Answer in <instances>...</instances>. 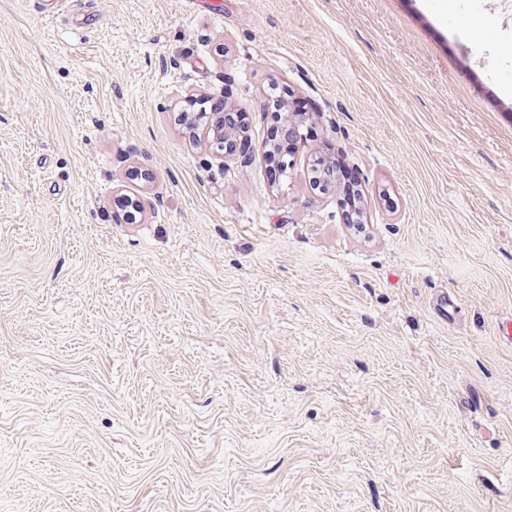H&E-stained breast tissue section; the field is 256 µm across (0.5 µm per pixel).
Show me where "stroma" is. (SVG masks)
I'll return each mask as SVG.
<instances>
[{"label": "stroma", "instance_id": "35a3bbf8", "mask_svg": "<svg viewBox=\"0 0 512 512\" xmlns=\"http://www.w3.org/2000/svg\"><path fill=\"white\" fill-rule=\"evenodd\" d=\"M42 4L0 0V512H512V14ZM275 84L317 135L272 181ZM187 120L189 121V126L192 129L197 130L198 132L201 129V132L198 133L200 141L202 140L208 144H212V142L217 140L225 141L226 138H236V141H239L238 150L240 152H246L250 149L249 141L244 135L245 131L243 130L242 121L233 127L227 124L226 121L224 128L221 129V126L211 124L206 120L205 122L198 120V115L187 117ZM332 167L336 171L335 176L332 177L329 175L327 163H323L324 170V182L329 186H336L341 188L343 193V200L345 201L346 206L351 209H357V205L360 202L359 200V190L356 189V181L350 173L349 169L339 158L330 156ZM323 182V183H324Z\"/></svg>", "mask_w": 512, "mask_h": 512}]
</instances>
